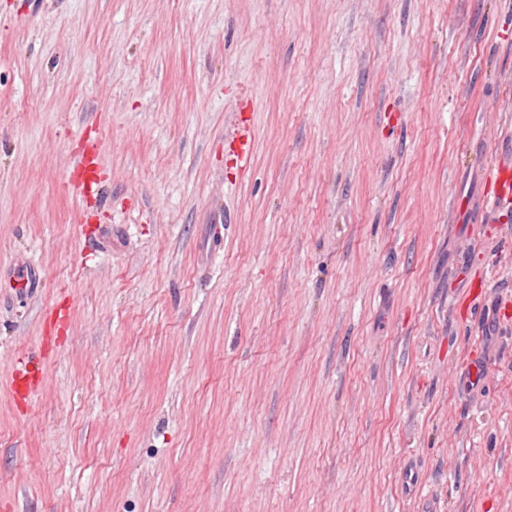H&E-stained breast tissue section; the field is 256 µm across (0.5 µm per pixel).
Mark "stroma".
<instances>
[{
	"label": "stroma",
	"mask_w": 512,
	"mask_h": 512,
	"mask_svg": "<svg viewBox=\"0 0 512 512\" xmlns=\"http://www.w3.org/2000/svg\"><path fill=\"white\" fill-rule=\"evenodd\" d=\"M500 161L512 0H0V512H512Z\"/></svg>",
	"instance_id": "stroma-1"
}]
</instances>
